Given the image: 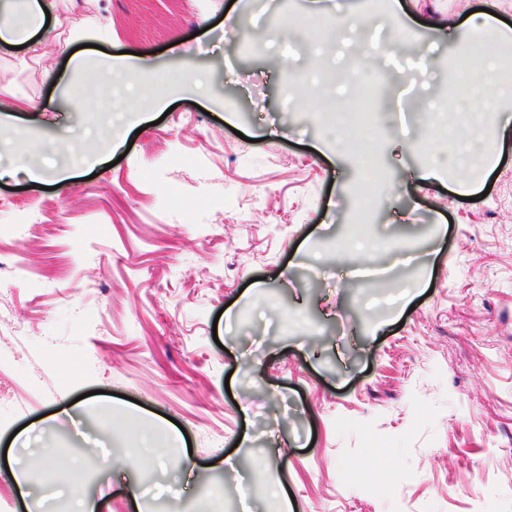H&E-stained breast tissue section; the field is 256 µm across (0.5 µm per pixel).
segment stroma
Masks as SVG:
<instances>
[{"instance_id": "obj_1", "label": "stroma", "mask_w": 512, "mask_h": 512, "mask_svg": "<svg viewBox=\"0 0 512 512\" xmlns=\"http://www.w3.org/2000/svg\"><path fill=\"white\" fill-rule=\"evenodd\" d=\"M346 12L368 19L366 45L394 47L367 63L364 209L322 116L336 66L313 28ZM55 15L60 39L97 31L81 71L53 46L0 51V104H39L0 138V512H73L77 476L96 512H282L285 496L293 512H512V100L486 94L497 157L477 181L456 162L427 177L453 147L417 139L414 108L460 125L488 63L461 43L506 28L512 0H57ZM125 50L149 71L192 62L200 83L171 87V113L97 123L113 88L96 60ZM67 140L97 162L62 180ZM48 204L65 220L31 225ZM355 240L366 251L345 254ZM40 455L52 479L20 497Z\"/></svg>"}]
</instances>
